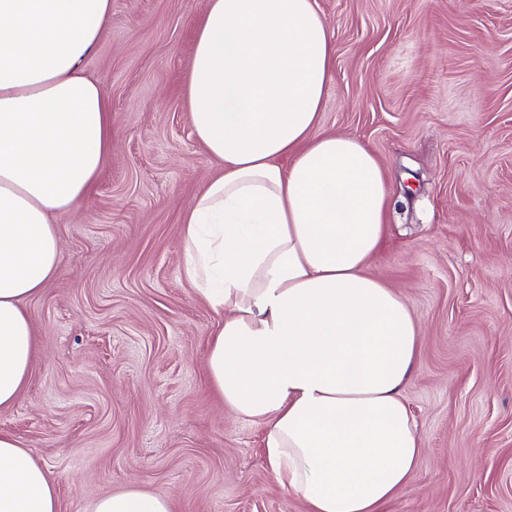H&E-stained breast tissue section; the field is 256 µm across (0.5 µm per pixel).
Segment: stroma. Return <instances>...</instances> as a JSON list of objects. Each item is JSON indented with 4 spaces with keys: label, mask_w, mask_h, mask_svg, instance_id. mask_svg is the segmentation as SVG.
<instances>
[{
    "label": "stroma",
    "mask_w": 512,
    "mask_h": 512,
    "mask_svg": "<svg viewBox=\"0 0 512 512\" xmlns=\"http://www.w3.org/2000/svg\"><path fill=\"white\" fill-rule=\"evenodd\" d=\"M208 0H112L86 71L112 108L92 192L53 222L61 258L27 302L39 354L0 430L60 512L140 488L175 512H307L266 426L213 392L217 318L182 275L179 216L218 169L181 96ZM336 41L325 133L356 136L391 194L367 273L421 344L403 390L423 441L385 512H512V0H317Z\"/></svg>",
    "instance_id": "stroma-1"
}]
</instances>
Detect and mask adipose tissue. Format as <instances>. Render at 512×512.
I'll use <instances>...</instances> for the list:
<instances>
[{
    "label": "adipose tissue",
    "mask_w": 512,
    "mask_h": 512,
    "mask_svg": "<svg viewBox=\"0 0 512 512\" xmlns=\"http://www.w3.org/2000/svg\"><path fill=\"white\" fill-rule=\"evenodd\" d=\"M112 0H0V410L38 339L26 303L54 277L51 222L96 184L112 109L85 63ZM336 44L316 0H208L182 87L194 139L217 159L179 222L183 277L219 324L217 397L267 425L270 471L308 512H383L422 440L403 399L420 351L406 299L365 268L390 192L363 142L317 128ZM0 512H60L57 486L0 431ZM93 512H173L132 488Z\"/></svg>",
    "instance_id": "1"
}]
</instances>
